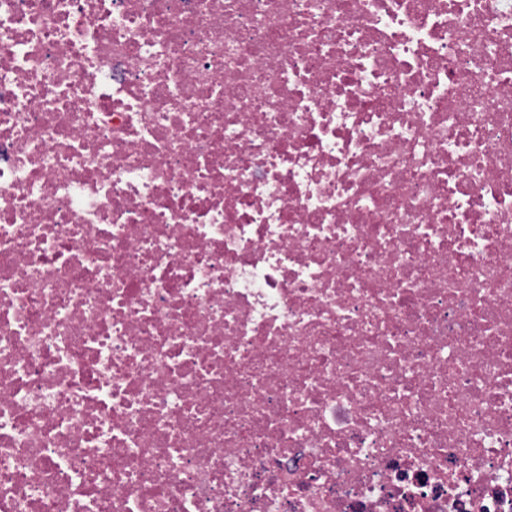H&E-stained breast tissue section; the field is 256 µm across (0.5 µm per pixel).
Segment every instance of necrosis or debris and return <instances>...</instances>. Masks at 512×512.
<instances>
[{
    "mask_svg": "<svg viewBox=\"0 0 512 512\" xmlns=\"http://www.w3.org/2000/svg\"><path fill=\"white\" fill-rule=\"evenodd\" d=\"M0 512H512V0H0Z\"/></svg>",
    "mask_w": 512,
    "mask_h": 512,
    "instance_id": "1",
    "label": "necrosis or debris"
}]
</instances>
